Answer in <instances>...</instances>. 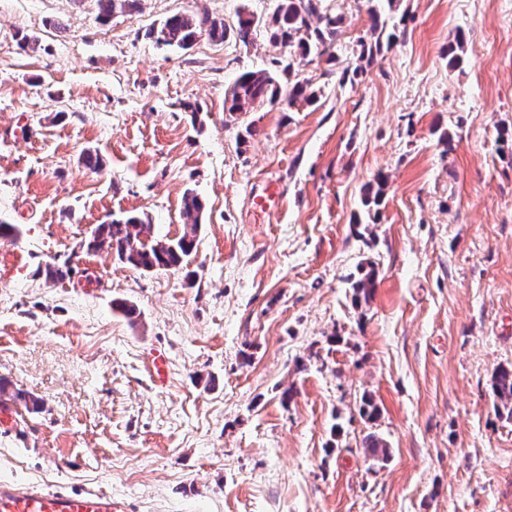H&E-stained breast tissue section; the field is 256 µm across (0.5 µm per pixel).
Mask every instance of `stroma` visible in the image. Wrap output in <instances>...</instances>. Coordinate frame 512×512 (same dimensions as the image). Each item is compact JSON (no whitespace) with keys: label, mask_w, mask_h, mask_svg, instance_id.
Masks as SVG:
<instances>
[{"label":"stroma","mask_w":512,"mask_h":512,"mask_svg":"<svg viewBox=\"0 0 512 512\" xmlns=\"http://www.w3.org/2000/svg\"><path fill=\"white\" fill-rule=\"evenodd\" d=\"M326 4L344 23L334 75L302 69L317 101L231 116L229 84L284 56L264 27L187 50L149 32L186 12L231 31L276 0L107 19L101 0H0V220L21 229L0 239V377L45 403L0 423V482L102 489L129 512H512V415L490 388L512 368V0H399L397 43L352 84L367 2ZM380 173V219L358 224ZM189 191L206 210L186 268L80 252L128 215L182 235ZM54 257L72 261L56 283Z\"/></svg>","instance_id":"35a3bbf8"}]
</instances>
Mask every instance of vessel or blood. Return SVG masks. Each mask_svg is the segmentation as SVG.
I'll list each match as a JSON object with an SVG mask.
<instances>
[{"mask_svg":"<svg viewBox=\"0 0 512 512\" xmlns=\"http://www.w3.org/2000/svg\"><path fill=\"white\" fill-rule=\"evenodd\" d=\"M0 512H127L124 502L101 490L71 494L52 487L0 484Z\"/></svg>","mask_w":512,"mask_h":512,"instance_id":"b4317fda","label":"vessel or blood"}]
</instances>
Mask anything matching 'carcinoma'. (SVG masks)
Here are the masks:
<instances>
[{"instance_id":"cac0c4a2","label":"carcinoma","mask_w":512,"mask_h":512,"mask_svg":"<svg viewBox=\"0 0 512 512\" xmlns=\"http://www.w3.org/2000/svg\"><path fill=\"white\" fill-rule=\"evenodd\" d=\"M376 6L368 10L371 19L370 39L358 41L359 59L370 61L385 46H392L397 35L386 32V22L381 20L380 5L393 8L397 0H373ZM256 20L252 16L239 17L235 27V38L247 46L252 41ZM342 17L324 9L322 0H277L272 14L264 20V28L272 42L288 49V61L279 60L274 70L245 71L232 84L225 97L232 113L251 112L256 107L275 106L286 100L292 104L299 100L314 102L315 91L311 80L294 76L295 66L307 60L314 61L328 55L327 63L335 60L330 53L340 36ZM207 35L211 40L222 41L227 35L224 22L208 15L177 13L165 19L160 27L150 31L156 42L173 48L186 50L197 38ZM386 178L380 174L375 185L367 188L364 205L368 214L378 217L385 198ZM204 204L192 192L184 197V212L190 223L185 225L183 234L175 239L153 238L143 241L141 235L147 227L138 216H128L106 224H98L97 236L88 247L93 250L106 248L115 253L117 259L142 271L156 269H177L193 254L201 227ZM355 304L369 300L375 288V271L371 270L351 282ZM495 396L509 406L512 414V369L500 367L493 378ZM0 398L21 402L32 412L43 409L44 402L19 389L10 388V383L0 380ZM365 451L378 459L389 456L388 445L375 435L365 439Z\"/></svg>"}]
</instances>
